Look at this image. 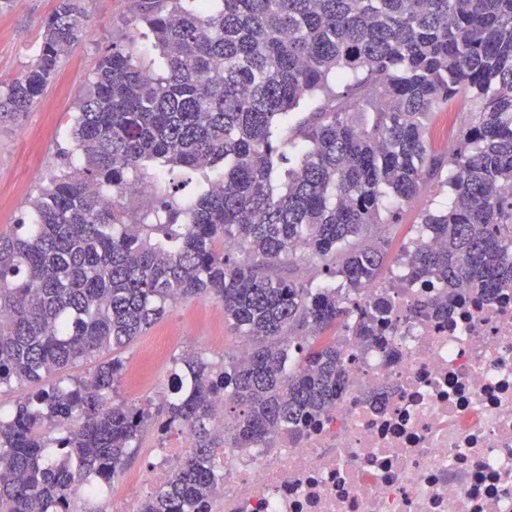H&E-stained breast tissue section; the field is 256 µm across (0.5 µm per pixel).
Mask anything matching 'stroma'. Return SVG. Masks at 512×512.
<instances>
[{
	"instance_id": "stroma-1",
	"label": "stroma",
	"mask_w": 512,
	"mask_h": 512,
	"mask_svg": "<svg viewBox=\"0 0 512 512\" xmlns=\"http://www.w3.org/2000/svg\"><path fill=\"white\" fill-rule=\"evenodd\" d=\"M57 4L58 0H23L21 6L0 9V89L19 78L33 60L43 22ZM83 7L88 16L87 27L77 44L62 56L56 77L44 96L18 121L0 124V234L12 233L27 214L28 201L52 176L65 165L80 166L79 156L72 153L76 103L86 92L100 57L112 45H126L135 37L140 42L141 65L153 71L159 68L152 35L131 22L133 0H83ZM469 108V103L455 100L436 114L428 131L435 157L447 158L456 148V133L467 119ZM449 175V169H440L423 191L402 208L397 223L370 226L369 238L387 239L389 255L397 256L402 244L416 236L423 212L447 200L445 181ZM161 334L171 338L169 356L196 351L213 362L222 361L238 342L224 320L222 307L196 298L174 305L162 321L120 350L119 358L127 364L133 362ZM169 378V367L161 366L136 387L128 379H121L117 398L129 404L158 406L168 394Z\"/></svg>"
}]
</instances>
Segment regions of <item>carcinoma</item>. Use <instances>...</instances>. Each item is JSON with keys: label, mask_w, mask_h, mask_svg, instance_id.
I'll list each match as a JSON object with an SVG mask.
<instances>
[{"label": "carcinoma", "mask_w": 512, "mask_h": 512, "mask_svg": "<svg viewBox=\"0 0 512 512\" xmlns=\"http://www.w3.org/2000/svg\"><path fill=\"white\" fill-rule=\"evenodd\" d=\"M135 0L163 70L134 41L101 56L79 99L82 167L30 202V222L0 235V389L35 383L0 417V512H76L78 484L108 483L147 426L192 447L139 512H196L215 483V448H255L326 410L344 364L375 335L368 304L387 263L372 224H393L441 165L428 129L453 99L473 103L448 156L450 200L426 213L402 251L409 275L490 292L512 285V0ZM82 0H58L38 54L0 89L17 119L54 80L85 27ZM345 84L336 92L331 83ZM340 98L292 131L315 97ZM373 111L360 112L361 99ZM218 181L182 207L162 201L128 223L106 198L156 164ZM233 241V251L224 242ZM322 265L340 284L312 287L267 269ZM211 299L249 346L246 360L174 359L161 413L113 403L121 359L99 361L174 304ZM83 377L49 378L79 363ZM228 424L212 425L224 394Z\"/></svg>", "instance_id": "obj_1"}]
</instances>
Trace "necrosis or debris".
<instances>
[{
	"label": "necrosis or debris",
	"mask_w": 512,
	"mask_h": 512,
	"mask_svg": "<svg viewBox=\"0 0 512 512\" xmlns=\"http://www.w3.org/2000/svg\"><path fill=\"white\" fill-rule=\"evenodd\" d=\"M442 290L406 271L372 289L390 312L346 364L336 402L297 434L215 451L200 512H512V288ZM188 440L155 449L163 484Z\"/></svg>",
	"instance_id": "4bbe7bcc"
}]
</instances>
